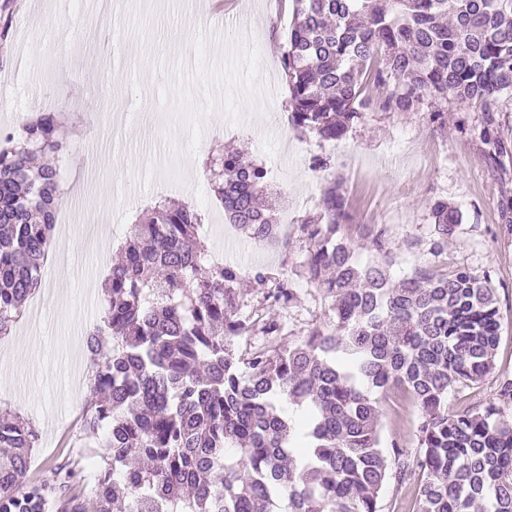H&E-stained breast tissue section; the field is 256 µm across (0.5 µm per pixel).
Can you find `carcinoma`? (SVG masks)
Returning a JSON list of instances; mask_svg holds the SVG:
<instances>
[{
	"mask_svg": "<svg viewBox=\"0 0 512 512\" xmlns=\"http://www.w3.org/2000/svg\"><path fill=\"white\" fill-rule=\"evenodd\" d=\"M282 67L295 129L345 137L374 103L384 112L448 100L480 107L481 139L508 153L493 112L512 95V0H293ZM14 0H0V50ZM385 89L375 101L369 86ZM61 112H43L21 134L0 131V336L42 283L63 192L58 166L37 155L68 149ZM213 191L230 223L258 243L276 235V194L265 166L227 151ZM340 183L299 225L306 243L293 267L255 270L266 311L239 316L237 265H210L202 218L161 203L127 227L122 259L104 284L99 323L86 338L91 400L83 430L103 448L87 495L75 470L28 478L36 428L0 411V512H380L391 479L416 482V512H512V378L479 410L448 409V391L494 369L500 310L487 275L441 260L462 223L444 200L430 207L429 254L394 283L386 231L365 264L346 233ZM324 289L330 320L294 344L277 341L279 312L297 301L288 272ZM267 345L244 355L238 341ZM401 392L419 412L412 461L381 448L377 393ZM304 420H291L284 403Z\"/></svg>",
	"mask_w": 512,
	"mask_h": 512,
	"instance_id": "obj_1",
	"label": "carcinoma"
}]
</instances>
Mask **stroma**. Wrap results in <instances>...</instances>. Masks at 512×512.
<instances>
[{
	"instance_id": "obj_1",
	"label": "stroma",
	"mask_w": 512,
	"mask_h": 512,
	"mask_svg": "<svg viewBox=\"0 0 512 512\" xmlns=\"http://www.w3.org/2000/svg\"><path fill=\"white\" fill-rule=\"evenodd\" d=\"M293 22V0H230L223 18L207 0H112L100 14L91 0H16L14 40L0 50V128L58 108L71 130L68 191L62 208L75 234L58 246L69 262L44 260L40 320L21 317L0 338V407L39 430L32 474L70 463L84 439L88 392L72 379L86 375L83 340L99 313L105 275L125 227L150 214L156 201L194 206L212 227L210 251L242 273V315L262 308L254 268L296 264L305 251L298 226L318 210L327 182L348 198L349 233L367 259L370 230L385 228L402 275L430 264L429 206L448 201L462 214L448 240V262L489 275L501 316L495 370L482 381L449 391L450 410H475L495 398L501 375H512V226L501 217L512 199V154L494 157L477 130L483 114L449 102L444 124L426 112L372 109L336 142L303 135L288 122L281 56ZM223 27V42L210 33ZM263 162L281 192L279 240L249 243L225 223L206 164L226 147ZM331 166L312 170L313 159ZM298 299L283 312L284 342L294 343L328 322L321 288L298 278ZM383 445L417 448V410L393 394L381 398Z\"/></svg>"
}]
</instances>
